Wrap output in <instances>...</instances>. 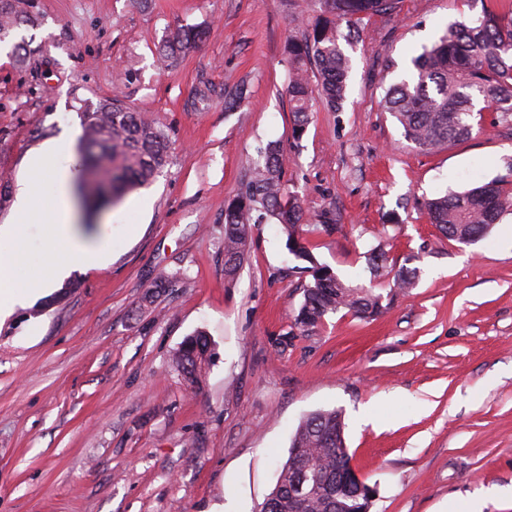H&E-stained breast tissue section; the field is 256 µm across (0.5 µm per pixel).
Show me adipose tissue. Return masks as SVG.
Listing matches in <instances>:
<instances>
[{
	"label": "adipose tissue",
	"instance_id": "obj_1",
	"mask_svg": "<svg viewBox=\"0 0 512 512\" xmlns=\"http://www.w3.org/2000/svg\"><path fill=\"white\" fill-rule=\"evenodd\" d=\"M48 150L33 154L29 160L30 178L20 181L13 203L16 223L0 225V239L7 241V248L0 250V275L26 258V238L22 229L26 223H45L55 227V238L65 251V258L57 264L49 276L39 275L22 284H11L0 289V316L8 315L15 305L25 300H35L47 295L55 285L63 282L73 266L91 259H101L106 250L98 243L82 237L73 225L70 200L61 197L53 211L45 212L33 204L39 187V176L45 169Z\"/></svg>",
	"mask_w": 512,
	"mask_h": 512
}]
</instances>
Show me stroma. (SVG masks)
<instances>
[{"instance_id":"obj_1","label":"stroma","mask_w":512,"mask_h":512,"mask_svg":"<svg viewBox=\"0 0 512 512\" xmlns=\"http://www.w3.org/2000/svg\"><path fill=\"white\" fill-rule=\"evenodd\" d=\"M303 2L34 0V24L16 31L30 54L0 56V225L15 221L30 156L55 141L49 172L68 166L99 103L119 99L170 138L149 187L74 206L107 259L0 321V512H259L300 420L334 408L376 490L371 512H468L475 500L512 512V214L461 244L422 208L449 188L512 181V125L427 154L382 107L449 23L512 0H401L367 20L345 49L341 111L317 112L297 141L286 44L303 31ZM186 26L207 35L160 61L165 35ZM243 81L250 98L225 113V90ZM271 141L320 263L366 284L380 245L419 268L406 291L380 278L381 315L342 310L302 331L311 278L272 219L253 225L239 276L225 279L224 209ZM25 233L17 281L63 259L51 225ZM163 273L172 288L146 301ZM198 331L211 358L193 386L173 356Z\"/></svg>"}]
</instances>
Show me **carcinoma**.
Returning a JSON list of instances; mask_svg holds the SVG:
<instances>
[{"mask_svg": "<svg viewBox=\"0 0 512 512\" xmlns=\"http://www.w3.org/2000/svg\"><path fill=\"white\" fill-rule=\"evenodd\" d=\"M399 0H311L305 32L288 39L293 76L286 94L290 103L292 134L302 138L314 119L317 103L330 111L341 110L346 97L350 59L341 41L340 23L358 28L374 15L391 14ZM31 0H0V36L14 38L23 23L32 22ZM204 31L187 27L169 33L161 55L174 60L202 39ZM411 73L385 89L383 108L402 128L405 139L424 152L468 139L485 127L484 113L491 123L512 121V11L485 8L472 22L450 25L432 46L411 59ZM247 83L224 94V108L234 110L249 98ZM80 166L93 164L110 187L95 198L114 202L135 188L150 185L169 161V135L159 123L114 102L99 104L83 113L79 139ZM259 160L239 199L224 210V277L234 279L245 259L251 225L274 218L287 235L291 253L309 263L305 271L312 282L304 289L295 322L312 331L330 314L348 310L369 319L382 311L381 295L374 286L352 284L330 267L318 263L302 237L304 212L295 196H284V159L276 142L258 150ZM423 210L430 223L449 239H481L512 211V189L491 180L465 191H448L429 198ZM373 275L388 269L387 253L379 246L367 254ZM417 269L404 265L392 276L393 287L415 285ZM210 343L199 331L189 336L174 358L178 372L192 385L199 384L209 360ZM345 423L341 410H320L305 416L293 433L288 457L267 500L275 512H294L290 489L298 473L306 469L322 482L301 512H336V483L344 478L350 455L345 452Z\"/></svg>", "mask_w": 512, "mask_h": 512, "instance_id": "cac0c4a2", "label": "carcinoma"}]
</instances>
